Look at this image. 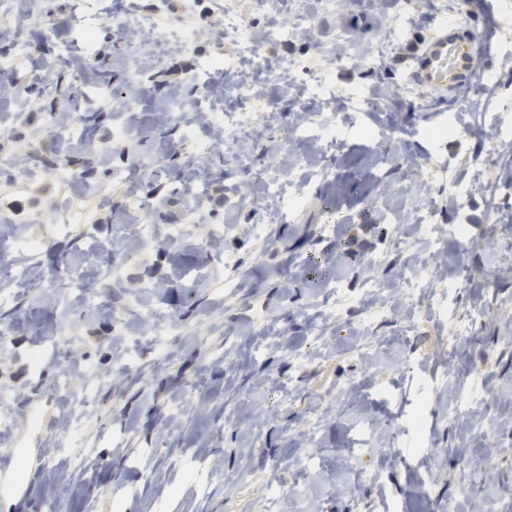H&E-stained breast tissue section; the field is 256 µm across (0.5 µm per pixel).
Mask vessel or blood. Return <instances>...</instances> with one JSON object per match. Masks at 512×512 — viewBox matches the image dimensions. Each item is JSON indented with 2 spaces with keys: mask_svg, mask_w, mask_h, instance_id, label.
I'll list each match as a JSON object with an SVG mask.
<instances>
[{
  "mask_svg": "<svg viewBox=\"0 0 512 512\" xmlns=\"http://www.w3.org/2000/svg\"><path fill=\"white\" fill-rule=\"evenodd\" d=\"M478 47L475 36L461 24L438 26L415 58L411 71L413 82L440 100H447L449 95L471 85Z\"/></svg>",
  "mask_w": 512,
  "mask_h": 512,
  "instance_id": "vessel-or-blood-1",
  "label": "vessel or blood"
}]
</instances>
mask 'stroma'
I'll list each match as a JSON object with an SVG mask.
<instances>
[{
  "instance_id": "stroma-1",
  "label": "stroma",
  "mask_w": 512,
  "mask_h": 512,
  "mask_svg": "<svg viewBox=\"0 0 512 512\" xmlns=\"http://www.w3.org/2000/svg\"><path fill=\"white\" fill-rule=\"evenodd\" d=\"M28 2L24 51L0 67V216L16 227L0 271L26 262L58 287L18 280L0 303V512H471L512 489V276L492 275L512 225V0H307L309 25L261 44L262 75L209 65L234 51L225 0L189 18L165 0L159 29H191V46L134 40L121 57L112 15L155 0H101L88 49L72 0ZM448 21L486 39L482 66L423 109L409 71ZM313 74L332 99L306 94ZM131 82L126 149L111 91ZM215 82L210 111L168 114ZM77 92L86 138L64 144L47 115ZM227 112L251 117L231 144L213 136ZM452 123L471 130L434 137ZM62 161L70 181L44 178ZM158 162L164 182L134 180ZM270 166L287 201L261 207ZM68 209L93 223L53 231ZM451 225L468 245L435 251ZM314 254L341 286L334 309ZM410 263L426 274L414 296ZM64 374L93 388L89 417L62 420ZM475 458L492 481L472 492Z\"/></svg>"
}]
</instances>
